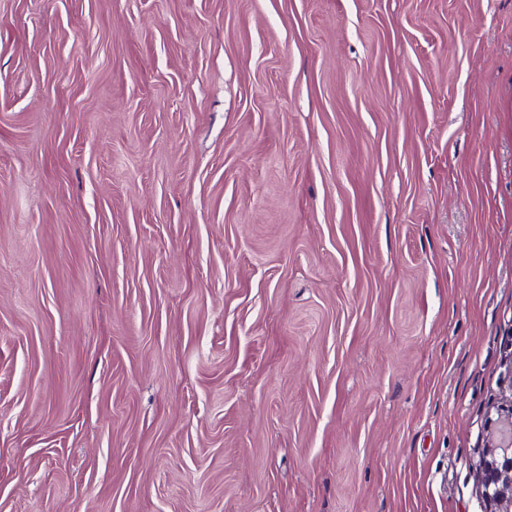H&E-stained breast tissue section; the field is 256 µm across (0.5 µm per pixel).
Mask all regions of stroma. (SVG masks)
Returning <instances> with one entry per match:
<instances>
[{
    "instance_id": "stroma-1",
    "label": "stroma",
    "mask_w": 512,
    "mask_h": 512,
    "mask_svg": "<svg viewBox=\"0 0 512 512\" xmlns=\"http://www.w3.org/2000/svg\"><path fill=\"white\" fill-rule=\"evenodd\" d=\"M512 0H0V512H487Z\"/></svg>"
}]
</instances>
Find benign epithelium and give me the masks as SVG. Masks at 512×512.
I'll return each mask as SVG.
<instances>
[{
  "instance_id": "obj_1",
  "label": "benign epithelium",
  "mask_w": 512,
  "mask_h": 512,
  "mask_svg": "<svg viewBox=\"0 0 512 512\" xmlns=\"http://www.w3.org/2000/svg\"><path fill=\"white\" fill-rule=\"evenodd\" d=\"M488 419V444L479 464V491L493 509L512 512V397L495 409Z\"/></svg>"
}]
</instances>
